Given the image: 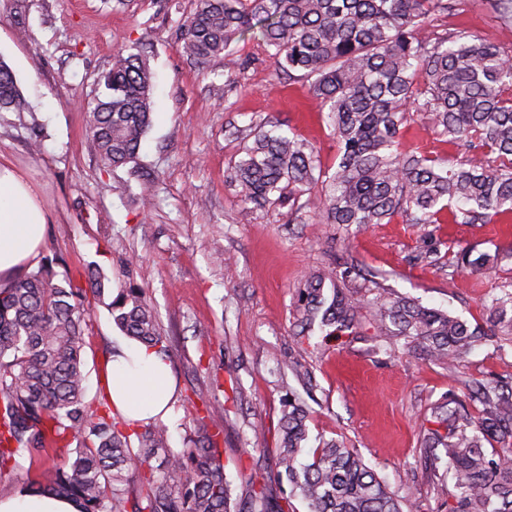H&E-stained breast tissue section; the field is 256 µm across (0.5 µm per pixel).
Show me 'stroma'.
Returning <instances> with one entry per match:
<instances>
[{
	"instance_id": "1",
	"label": "stroma",
	"mask_w": 512,
	"mask_h": 512,
	"mask_svg": "<svg viewBox=\"0 0 512 512\" xmlns=\"http://www.w3.org/2000/svg\"><path fill=\"white\" fill-rule=\"evenodd\" d=\"M194 0H0V59L13 71L26 109L0 112V159L33 187L46 219L42 255L60 257L59 277L81 280L98 265L113 284L144 286L173 350L174 397L166 424L179 448L203 404H226L219 425L224 471L289 495L278 475L281 404L295 386L289 365L315 371L308 406L310 443L336 438L411 512H448L455 492L445 466L426 462L422 436L434 408L468 387L413 349L387 354L388 339L367 331L325 339L297 336V291L337 262L384 274L403 298L487 329L468 355V377L512 383V334L492 326L487 305L512 284V215L494 224L290 223L287 205L243 214L229 174L252 143L251 125L270 120L311 142L325 176L337 164L326 111L300 74L276 75L269 49L245 39L205 65L182 51L180 26ZM466 30L512 58V23L485 0H467L438 33ZM155 74L152 123L136 165L103 170L88 146L85 107L103 88L113 55L132 45ZM244 69V88L224 82ZM42 130L33 150L30 123ZM403 143L448 160L453 149L425 115L413 113ZM322 181L309 194L325 192ZM153 183L150 206L140 188ZM499 251L494 272L448 264L449 246ZM125 339L97 303L85 335L86 400L96 405L113 348ZM236 389L234 403L224 392ZM245 495L244 486L235 488Z\"/></svg>"
}]
</instances>
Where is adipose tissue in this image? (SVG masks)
<instances>
[{
  "label": "adipose tissue",
  "mask_w": 512,
  "mask_h": 512,
  "mask_svg": "<svg viewBox=\"0 0 512 512\" xmlns=\"http://www.w3.org/2000/svg\"><path fill=\"white\" fill-rule=\"evenodd\" d=\"M46 217L32 187L9 165L0 163V285L8 283L38 255ZM107 391L113 406L132 420L169 412L173 397L170 368L154 349L120 344L108 366ZM0 512H78L52 494L18 491L0 498Z\"/></svg>",
  "instance_id": "obj_1"
}]
</instances>
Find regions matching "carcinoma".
<instances>
[{
	"label": "carcinoma",
	"mask_w": 512,
	"mask_h": 512,
	"mask_svg": "<svg viewBox=\"0 0 512 512\" xmlns=\"http://www.w3.org/2000/svg\"><path fill=\"white\" fill-rule=\"evenodd\" d=\"M462 0H195L182 25L187 59L206 64L246 36L272 50L277 70L297 71L328 107L339 152L324 196L300 198L317 181V156L306 140L267 121L235 164L230 182L242 210L288 203L292 221L328 224H488L512 213V61L465 31L440 36L438 19ZM105 92L87 110L91 147L101 167L138 158L152 119L153 72L143 51L113 57ZM23 98L11 69L0 61V112H19ZM422 111L456 156L443 166L406 148L401 130L411 110ZM491 255L452 252L462 270L488 268ZM379 274L352 266L309 275L294 316V335L314 326L328 335H353L368 325L394 343L419 349L463 378L461 363L484 333L456 316L388 292ZM110 279L87 268L84 281L55 280L52 263L0 287V472L20 460L59 457L51 479L31 482V494L52 492L76 500L80 512H287L245 478V496L232 499L223 453L199 418L200 435L170 448L166 424H138L112 411L108 394L85 402V327L88 297L112 292ZM129 338L172 360L157 328L146 288L118 289L108 304ZM298 383L315 384L312 369L292 365ZM484 405L474 417L454 399L434 410L438 428L422 447L446 459L455 482L448 512H512V391L476 382ZM305 406L288 395L281 418L278 464L290 495L309 512H404L405 499L363 461L355 448L324 440L312 461L298 466L307 437ZM138 449H133L131 438ZM505 445L495 458L484 444ZM160 460L159 468L151 459Z\"/></svg>",
	"instance_id": "carcinoma-1"
}]
</instances>
